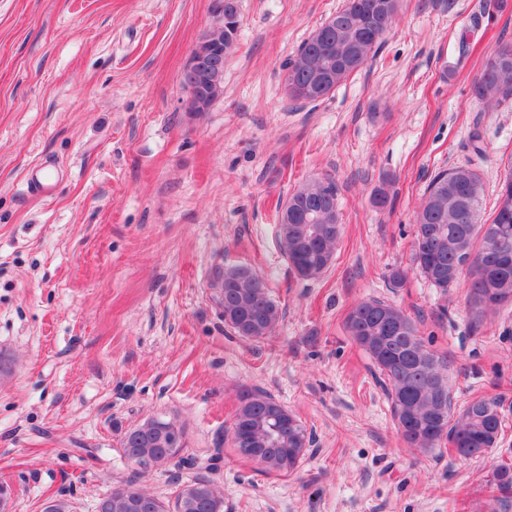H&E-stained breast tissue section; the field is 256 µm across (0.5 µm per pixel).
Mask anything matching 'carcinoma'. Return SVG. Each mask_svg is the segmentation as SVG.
I'll return each mask as SVG.
<instances>
[{"instance_id": "obj_1", "label": "carcinoma", "mask_w": 512, "mask_h": 512, "mask_svg": "<svg viewBox=\"0 0 512 512\" xmlns=\"http://www.w3.org/2000/svg\"><path fill=\"white\" fill-rule=\"evenodd\" d=\"M401 8V0H345L316 28L282 65L288 99L316 103L327 98L369 58L376 55ZM224 11L222 48L210 56V79L198 85L196 99L209 108L219 97L224 62L236 48L240 28V0H215L214 12ZM477 98L491 106L512 98V47L491 55L476 77ZM485 187L469 167L442 170L430 180L415 215L413 262L423 277L444 291L457 278L448 274L456 262L448 250L453 242L486 262L485 254L507 241V255L471 272V323L481 325L488 313L512 306V163L495 201L490 223L483 221ZM278 241L290 268L302 280L320 277L331 266L340 238L338 194L335 182L314 179L288 196L278 215ZM224 315V324L236 334L259 341L271 335L282 313L262 275L246 265L219 266L211 281ZM346 329L383 376L385 391L401 439L410 447L431 451L446 441L456 455L480 457L497 447L504 414L499 400L477 396L456 408L448 380V361L426 345L415 322L398 308L377 299L357 304L348 314ZM180 441L173 446L143 421L126 431L121 441L124 456L133 465L148 456L160 464L187 463L184 428L161 419ZM238 454L265 473L296 469L311 443L305 424L270 395L247 390L232 429ZM211 481L197 479L176 496V512H224V499L210 496ZM491 498L505 507L512 497V462L503 461L489 480ZM132 493L147 500L146 512H164L152 494L131 486L112 489L118 498Z\"/></svg>"}]
</instances>
